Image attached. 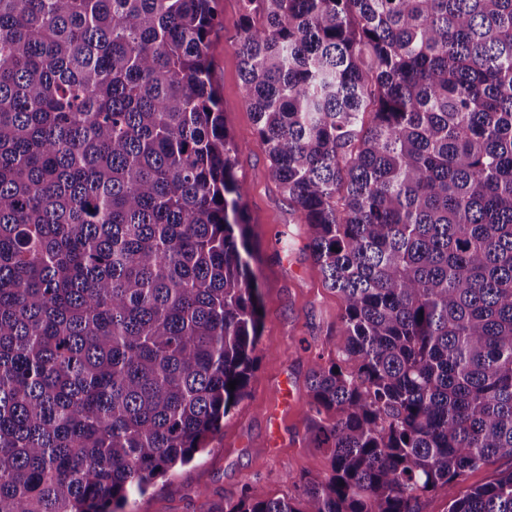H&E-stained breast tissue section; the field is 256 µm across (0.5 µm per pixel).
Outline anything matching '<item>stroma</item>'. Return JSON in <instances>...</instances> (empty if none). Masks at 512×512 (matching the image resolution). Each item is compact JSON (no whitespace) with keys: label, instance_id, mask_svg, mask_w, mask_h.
<instances>
[{"label":"stroma","instance_id":"obj_1","mask_svg":"<svg viewBox=\"0 0 512 512\" xmlns=\"http://www.w3.org/2000/svg\"><path fill=\"white\" fill-rule=\"evenodd\" d=\"M220 26L210 55L218 82L224 124L240 151L235 174L245 189L252 218L250 267L260 292V345L247 394L224 418L219 431L194 460L159 479L146 493L129 497L125 512H222L243 485L255 497L278 498L291 491L290 477L322 478L330 472L325 449L308 439L307 377L314 359L341 349L336 329L343 303L326 288L305 249V228L269 177V161L246 103L236 36L239 0H217ZM292 397H281L282 386ZM512 461L492 459L468 472L454 491L437 490L423 512H446L449 494L493 481Z\"/></svg>","mask_w":512,"mask_h":512}]
</instances>
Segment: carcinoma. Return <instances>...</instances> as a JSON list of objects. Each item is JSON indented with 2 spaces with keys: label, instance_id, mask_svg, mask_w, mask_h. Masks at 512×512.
<instances>
[{
  "label": "carcinoma",
  "instance_id": "1",
  "mask_svg": "<svg viewBox=\"0 0 512 512\" xmlns=\"http://www.w3.org/2000/svg\"><path fill=\"white\" fill-rule=\"evenodd\" d=\"M240 3L269 176L346 343L308 377L329 476L224 512H422L512 461V0ZM216 25V0H0V512H123L247 393ZM447 512H512V469ZM512 467V462L507 459H491L486 464L474 471L468 472L454 488L455 495L465 493L470 488L480 486L493 481L500 472Z\"/></svg>",
  "mask_w": 512,
  "mask_h": 512
}]
</instances>
